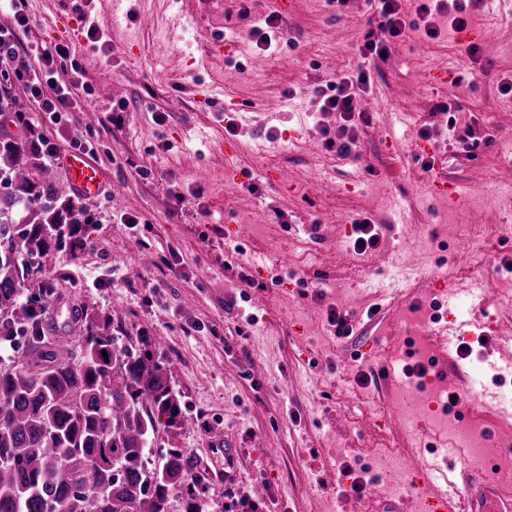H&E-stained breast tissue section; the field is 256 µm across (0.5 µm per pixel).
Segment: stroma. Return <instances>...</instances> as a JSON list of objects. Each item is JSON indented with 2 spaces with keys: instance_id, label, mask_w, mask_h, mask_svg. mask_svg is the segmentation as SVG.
<instances>
[{
  "instance_id": "1",
  "label": "stroma",
  "mask_w": 512,
  "mask_h": 512,
  "mask_svg": "<svg viewBox=\"0 0 512 512\" xmlns=\"http://www.w3.org/2000/svg\"><path fill=\"white\" fill-rule=\"evenodd\" d=\"M290 2L267 50L255 29L280 0H125L118 17L112 0H16L0 10V27L17 12L28 19L20 59L69 43L55 77H81L91 95H79L64 124L34 103L28 119L61 153L74 139L95 141L93 162L107 178L83 202L95 217L86 246L49 256L43 273L58 286L56 325L85 306L134 348L143 335L163 337L156 354L184 417L176 443L209 487L204 512H384L395 497L384 491L383 453L398 449L417 469L416 439L433 446L440 420L464 415L429 409L408 436L396 408L416 363L412 335L494 317L496 335L475 328L456 340V381L432 371L424 383L447 393L477 380L494 394L481 408L495 411L512 389V303L498 291L512 276V235L493 231L512 225V203L498 200L512 188L501 153L512 137V93L501 92L512 81V12L467 0L468 28L456 31L447 13L431 39L416 24L418 0H402L413 26L395 38L377 0ZM88 16L103 23L105 49L90 48ZM215 37L223 49H210ZM369 40L389 54L363 61L358 48ZM360 66L371 81L354 100L356 146L341 158L325 147L341 119L316 112L311 91ZM230 100L258 123L238 122L224 109ZM116 110L119 129L106 120ZM416 145L445 158L463 202L432 197ZM229 160L245 181H225ZM124 214L138 224L120 223ZM364 218L379 240L359 253L352 223ZM473 224L485 231L479 254L466 247ZM478 278L486 291L476 297ZM332 309L350 336L335 335ZM347 467L363 471L365 493L343 492Z\"/></svg>"
}]
</instances>
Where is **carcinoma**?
I'll list each match as a JSON object with an SVG mask.
<instances>
[{
  "mask_svg": "<svg viewBox=\"0 0 512 512\" xmlns=\"http://www.w3.org/2000/svg\"><path fill=\"white\" fill-rule=\"evenodd\" d=\"M2 123L26 134L0 131V340L27 351L0 364V512H170L175 494L202 512L208 487L181 450L147 460L159 432L182 426L165 364L85 306L54 328L42 259L75 252L94 218L52 176L12 81L0 82Z\"/></svg>",
  "mask_w": 512,
  "mask_h": 512,
  "instance_id": "1",
  "label": "carcinoma"
}]
</instances>
